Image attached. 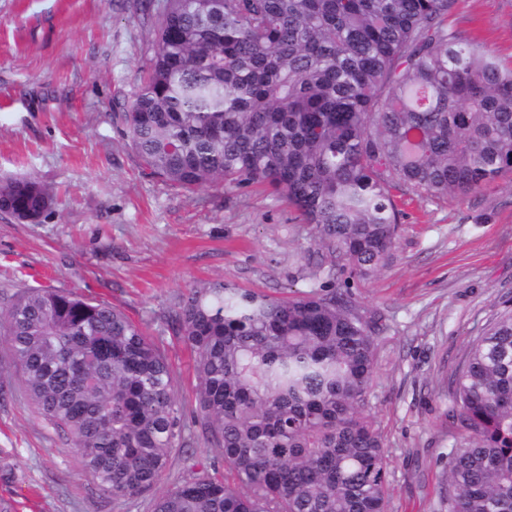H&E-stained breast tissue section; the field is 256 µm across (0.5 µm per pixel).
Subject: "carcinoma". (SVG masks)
<instances>
[{"label": "carcinoma", "mask_w": 512, "mask_h": 512, "mask_svg": "<svg viewBox=\"0 0 512 512\" xmlns=\"http://www.w3.org/2000/svg\"><path fill=\"white\" fill-rule=\"evenodd\" d=\"M456 0H166L153 55L114 114L152 176L259 184L285 199L334 272L282 297L213 283L169 315L193 358L199 427L233 480L169 488L152 512H389L383 438L366 413L379 316L336 275L388 265L401 211L512 175V66L450 23ZM57 205L30 176L0 212ZM38 413L114 496L151 489L183 445L175 376L121 309L31 288L0 310ZM447 512H512V300L451 381Z\"/></svg>", "instance_id": "obj_1"}]
</instances>
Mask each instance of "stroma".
Segmentation results:
<instances>
[{"label":"stroma","mask_w":512,"mask_h":512,"mask_svg":"<svg viewBox=\"0 0 512 512\" xmlns=\"http://www.w3.org/2000/svg\"><path fill=\"white\" fill-rule=\"evenodd\" d=\"M164 2L0 0V184L33 175L60 197L37 224L0 213V308L51 287L122 309L173 367L189 424L192 361L169 314L190 288L216 282L272 296L308 290L319 257L312 226L278 195L170 186L144 173L116 127ZM449 21L512 62V0H457ZM392 194L403 213L393 258L353 287L382 317L367 408L384 440L390 512H444L448 379L498 302L512 299V180L462 199ZM195 463L224 474L217 449L189 430L153 490L102 492L37 412L0 339V503L11 512H151Z\"/></svg>","instance_id":"1"}]
</instances>
